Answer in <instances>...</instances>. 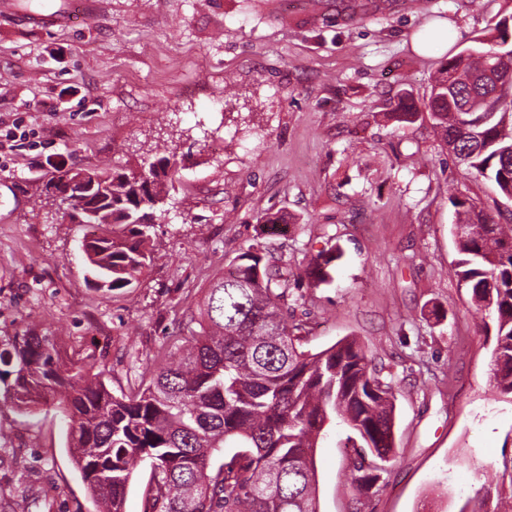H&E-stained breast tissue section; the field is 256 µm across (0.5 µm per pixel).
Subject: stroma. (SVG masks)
Listing matches in <instances>:
<instances>
[{"mask_svg":"<svg viewBox=\"0 0 512 512\" xmlns=\"http://www.w3.org/2000/svg\"><path fill=\"white\" fill-rule=\"evenodd\" d=\"M0 12V336L32 328L137 389L253 239L293 273L330 245L331 283L300 281L288 311L317 353L353 336L392 383L397 458L356 500L348 431L314 451L319 512H470L512 496V396L493 337L457 277L451 197L512 224L458 165L428 114L430 77L512 15V0H96L50 27ZM447 24L448 46L417 34ZM412 107V121L399 113ZM30 138H22L25 130ZM176 146L179 177L125 288L85 281L86 233L46 184L59 168L137 167ZM287 220L262 224L266 210ZM57 406L0 410V512H97Z\"/></svg>","mask_w":512,"mask_h":512,"instance_id":"obj_1","label":"stroma"}]
</instances>
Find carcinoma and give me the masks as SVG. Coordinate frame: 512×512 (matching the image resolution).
Wrapping results in <instances>:
<instances>
[{"label":"carcinoma","mask_w":512,"mask_h":512,"mask_svg":"<svg viewBox=\"0 0 512 512\" xmlns=\"http://www.w3.org/2000/svg\"><path fill=\"white\" fill-rule=\"evenodd\" d=\"M509 21L512 15L472 52L442 65L429 100L450 154L504 199L512 195V110L472 112L468 105L512 81ZM82 174L98 179V207L81 223L100 234L84 236L80 249L93 278L125 288L149 266L153 212L163 210L179 174L176 153L142 170L69 169L52 181ZM451 204L457 276L488 318L482 330L495 339L496 387L512 395V227L464 201ZM341 255L334 245L318 251L304 278L331 282ZM238 260L207 289L199 330L128 395H113L93 365L64 362L53 336H0V406L29 413L52 402L62 409L72 464L101 512H122L146 460L152 512H318L314 448L334 421L360 442L354 491L380 490V473L396 456L392 385L370 371L355 338L315 354L301 350V325H288V272L262 242Z\"/></svg>","instance_id":"1"}]
</instances>
